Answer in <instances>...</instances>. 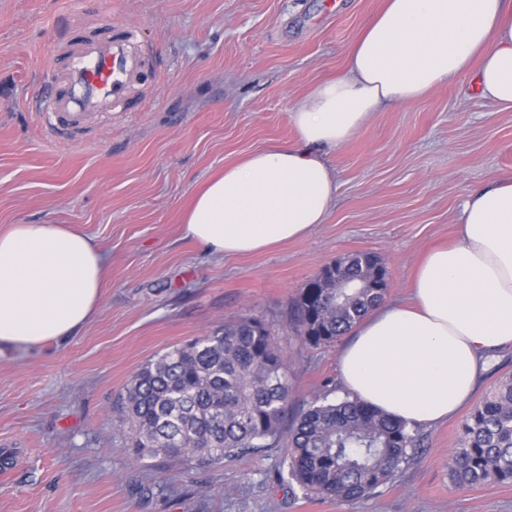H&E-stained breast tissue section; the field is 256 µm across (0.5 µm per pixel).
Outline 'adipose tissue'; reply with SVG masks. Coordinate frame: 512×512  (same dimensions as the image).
I'll use <instances>...</instances> for the list:
<instances>
[{"label":"adipose tissue","instance_id":"obj_1","mask_svg":"<svg viewBox=\"0 0 512 512\" xmlns=\"http://www.w3.org/2000/svg\"><path fill=\"white\" fill-rule=\"evenodd\" d=\"M468 75L477 95L512 107V0H384L346 70L289 114L293 141L225 166L184 217L216 254H247L306 236L336 196L325 150L347 143L383 107ZM104 256L57 224L0 233V349L57 340L99 299ZM512 351V176L463 204L456 245L430 250L407 305H383L339 353L343 386L407 425H430L468 402L489 358Z\"/></svg>","mask_w":512,"mask_h":512}]
</instances>
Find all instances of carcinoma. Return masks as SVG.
<instances>
[{
	"label": "carcinoma",
	"mask_w": 512,
	"mask_h": 512,
	"mask_svg": "<svg viewBox=\"0 0 512 512\" xmlns=\"http://www.w3.org/2000/svg\"><path fill=\"white\" fill-rule=\"evenodd\" d=\"M384 266L366 252L325 266L301 289L295 317L302 339L335 343L379 305L373 288ZM288 360L256 316L177 344L147 362L118 398L133 458L206 468L226 459L289 448L288 476L323 499L373 495L417 446L415 428L366 405L323 394L288 420ZM461 447L448 455L455 483L512 484V377L499 382L462 424Z\"/></svg>",
	"instance_id": "1"
}]
</instances>
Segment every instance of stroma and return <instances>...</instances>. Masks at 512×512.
I'll list each match as a JSON object with an SVG mask.
<instances>
[{"label":"stroma","mask_w":512,"mask_h":512,"mask_svg":"<svg viewBox=\"0 0 512 512\" xmlns=\"http://www.w3.org/2000/svg\"><path fill=\"white\" fill-rule=\"evenodd\" d=\"M381 0H0V231L68 224L105 258L92 319L71 336L0 351V512H512V485L448 475L462 423L503 378L495 360L469 405L419 428L413 459L368 498L322 500L290 487L287 448L216 468L134 461L112 404L168 348L244 315L279 336L289 413L340 388L339 345L299 335L294 301L328 264L356 252L388 272L385 302L407 300L431 247L457 236L462 205L512 175V109L476 96L469 76L372 115L328 150L336 199L303 238L246 256L185 237L194 194L225 165L295 138L293 106L343 72ZM138 33L150 58L130 102L67 140L34 105L65 37Z\"/></svg>","instance_id":"35a3bbf8"}]
</instances>
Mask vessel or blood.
I'll return each mask as SVG.
<instances>
[{
	"label": "vessel or blood",
	"instance_id": "b4317fda",
	"mask_svg": "<svg viewBox=\"0 0 512 512\" xmlns=\"http://www.w3.org/2000/svg\"><path fill=\"white\" fill-rule=\"evenodd\" d=\"M147 59L134 29L80 40L58 74L41 116L61 138L127 100L131 81Z\"/></svg>",
	"mask_w": 512,
	"mask_h": 512
}]
</instances>
